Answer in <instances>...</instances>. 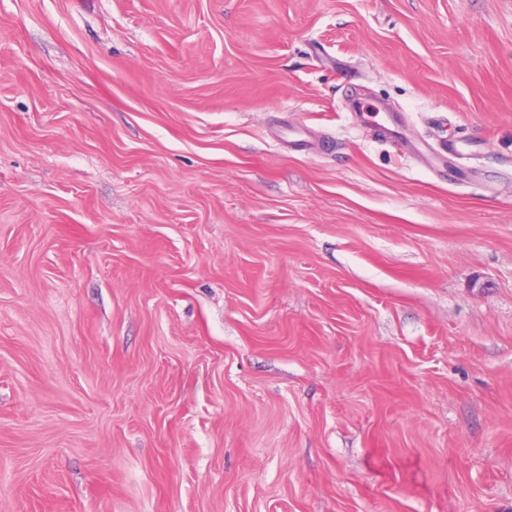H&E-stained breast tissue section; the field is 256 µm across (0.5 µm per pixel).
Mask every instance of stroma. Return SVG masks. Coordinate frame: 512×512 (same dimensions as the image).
<instances>
[{"label": "stroma", "instance_id": "obj_1", "mask_svg": "<svg viewBox=\"0 0 512 512\" xmlns=\"http://www.w3.org/2000/svg\"><path fill=\"white\" fill-rule=\"evenodd\" d=\"M0 512H512V0H0Z\"/></svg>", "mask_w": 512, "mask_h": 512}]
</instances>
